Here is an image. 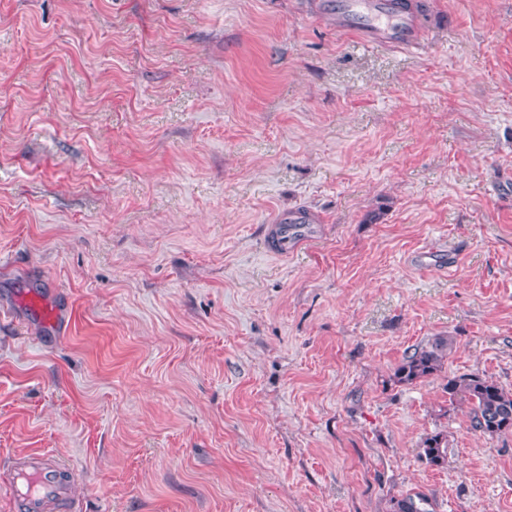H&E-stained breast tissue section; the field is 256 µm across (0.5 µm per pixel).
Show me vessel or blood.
Here are the masks:
<instances>
[{"mask_svg": "<svg viewBox=\"0 0 512 512\" xmlns=\"http://www.w3.org/2000/svg\"><path fill=\"white\" fill-rule=\"evenodd\" d=\"M324 8L335 17L340 31L366 42L406 48L420 43L422 19L400 0H326ZM319 221L318 215L306 209L279 214L267 236L268 251L283 258L295 254L309 241L306 225ZM0 483L9 487L21 512H55L62 505L68 512H79L59 464L43 453L18 457L0 472Z\"/></svg>", "mask_w": 512, "mask_h": 512, "instance_id": "1", "label": "vessel or blood"}]
</instances>
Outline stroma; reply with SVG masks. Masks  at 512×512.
Wrapping results in <instances>:
<instances>
[{
	"mask_svg": "<svg viewBox=\"0 0 512 512\" xmlns=\"http://www.w3.org/2000/svg\"><path fill=\"white\" fill-rule=\"evenodd\" d=\"M322 2L0 0V463L82 512H512L446 390L512 391V0H424L409 49ZM318 215L307 209H298L290 213H281L271 224L267 236V250L279 257L288 258L295 254L299 248L307 244L310 239L304 227L291 224H317ZM453 346V338L435 336L427 345L415 349L411 355L404 358L395 370L397 382L409 384L438 372ZM422 458L431 466L439 467L445 463L448 451V436L444 432H435L423 441ZM0 482L9 487L23 512H47L61 505L79 512V503L70 497L69 481L61 478L60 465L42 452L18 457L0 473Z\"/></svg>",
	"mask_w": 512,
	"mask_h": 512,
	"instance_id": "obj_1",
	"label": "stroma"
}]
</instances>
